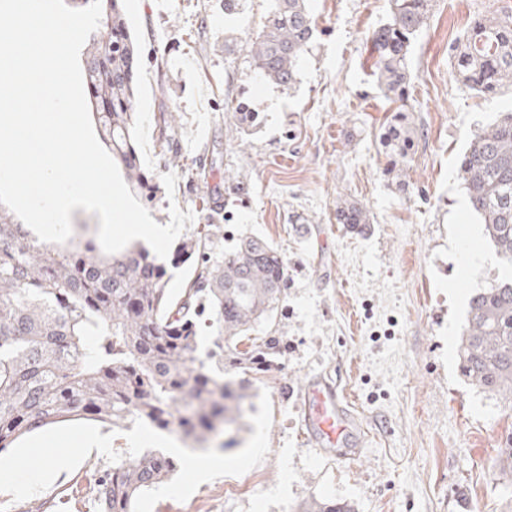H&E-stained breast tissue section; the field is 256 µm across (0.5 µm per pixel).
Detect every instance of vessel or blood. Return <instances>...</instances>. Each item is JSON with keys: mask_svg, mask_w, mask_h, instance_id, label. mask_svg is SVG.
I'll return each mask as SVG.
<instances>
[{"mask_svg": "<svg viewBox=\"0 0 512 512\" xmlns=\"http://www.w3.org/2000/svg\"><path fill=\"white\" fill-rule=\"evenodd\" d=\"M301 400L302 424L312 442L324 454L353 459L352 448L361 445L362 439L348 409L347 393L336 383L321 380L312 382Z\"/></svg>", "mask_w": 512, "mask_h": 512, "instance_id": "obj_1", "label": "vessel or blood"}]
</instances>
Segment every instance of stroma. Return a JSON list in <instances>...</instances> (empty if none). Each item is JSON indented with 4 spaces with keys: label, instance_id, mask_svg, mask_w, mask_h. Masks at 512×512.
<instances>
[{
    "label": "stroma",
    "instance_id": "obj_1",
    "mask_svg": "<svg viewBox=\"0 0 512 512\" xmlns=\"http://www.w3.org/2000/svg\"><path fill=\"white\" fill-rule=\"evenodd\" d=\"M271 0H126L139 47L136 135L153 177H178L174 196L148 209L160 224L170 205L205 224L233 214L225 238L272 242L288 265L279 335L287 348L252 381L253 409L234 448L192 450L136 512H297L310 498L352 502L356 512H507L512 478L496 465L512 436V403L471 385L458 347L469 298L494 286L503 263L483 235L458 177L474 129L512 109V87L482 95L454 76V49L471 22L512 0H434L411 40L410 99L418 135L408 189L385 176L378 145L392 103L377 83L369 36L388 22L389 0H308L315 22L297 81L285 88L254 70L247 42ZM258 113L243 123L234 100ZM175 117L177 153L159 141L161 113ZM210 170V199L196 174ZM342 199L363 203L362 233L335 220ZM319 375L351 398L364 440L360 456L324 455L302 427L299 394ZM92 421L40 431L62 449L32 467L23 444L0 485V512H94L102 469L178 432L136 423L104 426L107 452L76 454Z\"/></svg>",
    "mask_w": 512,
    "mask_h": 512
}]
</instances>
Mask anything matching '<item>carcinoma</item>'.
<instances>
[{
    "label": "carcinoma",
    "mask_w": 512,
    "mask_h": 512,
    "mask_svg": "<svg viewBox=\"0 0 512 512\" xmlns=\"http://www.w3.org/2000/svg\"><path fill=\"white\" fill-rule=\"evenodd\" d=\"M248 49L258 75L296 82L314 32L306 0H271ZM434 0H391L371 36L379 87L397 103L378 136L385 176L406 186L417 134L409 97L410 39L427 25ZM100 38L86 52V93L98 131L131 187L152 201L134 136L138 49L124 0H101ZM454 75L485 95L512 86V11L475 19L457 47ZM160 142L174 150L175 118L162 116ZM473 213L505 274L473 295L462 333L467 381L512 400V111L475 130L458 167ZM336 223L362 231L369 211L336 204ZM178 253L189 262L179 290L146 248L100 256L88 239L55 248L0 210V454L27 434L75 417L117 426L140 421L160 432L224 435L243 418L246 376L281 356L276 335L288 266L268 240L241 235L224 244V225L198 224ZM233 372L240 380L226 379ZM179 459L147 448L105 470L94 486L96 512H135L138 499L177 471ZM299 512H355L352 503L313 498Z\"/></svg>",
    "instance_id": "obj_1"
}]
</instances>
